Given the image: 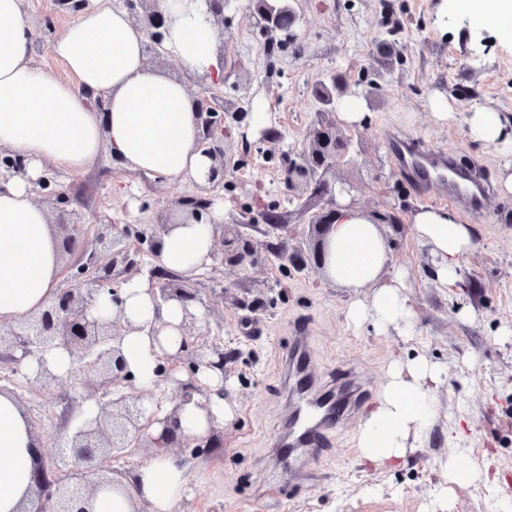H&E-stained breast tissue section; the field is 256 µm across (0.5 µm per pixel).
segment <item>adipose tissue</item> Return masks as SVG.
<instances>
[{
    "label": "adipose tissue",
    "instance_id": "adipose-tissue-1",
    "mask_svg": "<svg viewBox=\"0 0 512 512\" xmlns=\"http://www.w3.org/2000/svg\"><path fill=\"white\" fill-rule=\"evenodd\" d=\"M474 26L495 29L512 39V0H454ZM166 22L165 49L192 73L218 67L213 19L204 0H156ZM37 32L24 12V0H0V149L19 155L22 177L0 178V320L41 311L58 291L61 255L47 211L34 199L45 163L79 173L101 153L126 168L169 180L203 181L210 158L199 144L195 101L184 81L151 66L145 53V27L112 0H92L50 42L51 56L64 76L34 60ZM104 98L103 109L88 95ZM468 134L477 142L512 153V116L491 109L471 112ZM418 238L433 256V274L454 284L459 260L475 246L476 232L446 209H423L413 217ZM211 225L192 222L160 234L157 264L192 278L211 261ZM386 244L375 216L349 205L336 210L326 240L325 267L332 281L365 289L348 307L356 324L377 331L394 326L413 335L415 318L402 276L385 278ZM124 315L136 325L125 336L123 354L142 391L154 388L159 358L181 346L182 303L155 305L146 278L135 277L121 290ZM212 394L208 409L189 403L179 412L182 435L202 437L228 424L234 410L218 394V372H200ZM439 367L420 358L396 365L375 407L362 424L358 446L364 459L386 465L404 457L410 436L431 424ZM37 437L18 400L0 392V512H21L37 462ZM189 464L158 449L130 475L100 484L91 512H181L190 490Z\"/></svg>",
    "mask_w": 512,
    "mask_h": 512
}]
</instances>
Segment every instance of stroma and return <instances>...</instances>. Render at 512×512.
<instances>
[{
	"label": "stroma",
	"instance_id": "stroma-1",
	"mask_svg": "<svg viewBox=\"0 0 512 512\" xmlns=\"http://www.w3.org/2000/svg\"><path fill=\"white\" fill-rule=\"evenodd\" d=\"M247 0H224L222 82L187 75L177 59L160 55L153 67L185 80L192 95L248 102L270 119L261 130L233 129L224 139L227 171L210 190L224 210L223 224L240 226L262 262L243 272L215 265L194 280L222 316L225 351L234 355L229 398L235 417L222 445L180 454L191 464L192 496L182 512H512V194L502 193L505 156L469 138L466 119L478 108L512 114V41L474 27L446 0H296V38L267 45ZM39 32L35 60L56 75L63 68L47 46L70 20L54 0H24ZM396 53L385 56L382 43ZM335 76L367 104L356 124L339 122L311 94L320 79ZM448 100L452 114L437 119L432 96ZM332 121L349 142V161L328 172L350 184L346 202L380 216L388 250L387 273H404L413 335L379 334L353 325L347 309L360 293L331 281L320 265L301 271L276 258V217L299 237L316 243L313 216L327 200L303 194L289 201L282 178L290 157L304 148L310 129ZM400 134L421 148L452 151L457 164L477 172L490 192L477 216L465 197L450 204L477 229L476 248L460 260L457 285L430 273V249L415 233L413 214L423 209L389 145ZM46 174L82 197L77 212L95 235L106 224L130 234L157 232L182 213L194 183L151 177L100 154L77 174L47 167ZM304 337L307 370L317 388L344 396L364 395L349 408L325 452L304 455L292 473L281 469L274 446L285 433L294 400L276 374L280 356ZM423 356L443 372L436 416L410 437L404 459L392 468L367 463L358 448L359 429L394 364ZM0 387L18 398L55 454L52 437L65 407L81 405L69 380L46 383L15 373L0 351ZM498 471V485L448 484L449 460Z\"/></svg>",
	"mask_w": 512,
	"mask_h": 512
}]
</instances>
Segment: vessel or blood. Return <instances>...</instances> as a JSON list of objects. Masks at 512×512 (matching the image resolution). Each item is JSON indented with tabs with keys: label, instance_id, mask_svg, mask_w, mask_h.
I'll list each match as a JSON object with an SVG mask.
<instances>
[{
	"label": "vessel or blood",
	"instance_id": "b4317fda",
	"mask_svg": "<svg viewBox=\"0 0 512 512\" xmlns=\"http://www.w3.org/2000/svg\"><path fill=\"white\" fill-rule=\"evenodd\" d=\"M391 149L399 166L415 183L421 201H430V188L434 172L445 169L449 172L447 200L467 197L471 213H479L483 208L487 190L485 184L467 169L453 165L450 155L438 152L419 150L413 143L395 138L391 141ZM306 362V351L303 343H295L288 350L285 364L298 397H305L303 366ZM312 407L318 413L315 421L302 423L300 415H293L289 423L287 443L283 444L280 454L282 458L293 457L300 448H326L331 444L329 431L336 424V407L333 401L315 399Z\"/></svg>",
	"mask_w": 512,
	"mask_h": 512
}]
</instances>
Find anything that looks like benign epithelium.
<instances>
[{
    "instance_id": "1",
    "label": "benign epithelium",
    "mask_w": 512,
    "mask_h": 512,
    "mask_svg": "<svg viewBox=\"0 0 512 512\" xmlns=\"http://www.w3.org/2000/svg\"><path fill=\"white\" fill-rule=\"evenodd\" d=\"M135 21L145 25L149 42L147 53L155 57L163 52L165 39L164 22L155 13L156 0H121ZM248 10L257 16L260 28L268 40L274 43L278 34L293 31L296 14L291 6H275L270 0H249ZM336 77L330 83L323 81L315 85L314 97L323 105L334 100ZM195 112L200 129V144L213 165L207 181L211 185L224 180V147L222 141L229 127L244 128L249 112L233 103H217L213 96H200L195 99ZM347 142L336 134L334 125L320 124L313 127L307 144L297 159L288 162L284 183L288 195L299 196L305 189H311L317 196L335 197L349 193L345 186L335 189L325 179V175L344 162ZM0 171L16 176L25 173V164L14 154L0 153ZM182 205L191 211L194 220L200 222L209 216L210 203L207 199L190 196L182 200ZM336 222V207L320 214L313 227L318 236L325 237ZM64 233L65 248L73 253L80 250L78 260L82 261L83 279L70 288H61L54 300L41 312L25 317L17 322H0V346L11 351V361L23 367L34 361L38 365V376L55 380L57 375L45 367V354L52 349L63 350L69 359V380L88 389L90 396L97 398L99 415L91 422L73 426L66 435L54 437L59 454L67 460L70 468L66 477L58 475L56 468L39 464L34 471L30 486L29 507L23 512H89L86 504L92 498L97 484L113 480L121 471L110 466L109 462L125 457L129 449L141 442L151 448H216L214 435L206 439H185L177 434L179 408L193 400L194 396H207V387L197 380L201 368L225 372L232 355L224 351V344L218 336L212 337L199 352L189 350L198 330L201 318L187 310L181 325L182 343L176 356H165L158 360L156 367V389L149 397L161 403L166 398L162 385H172L175 393V406L164 419L169 435L165 439H155L150 427L156 421L155 414H147L143 405L144 395L132 396L134 376L128 370L121 349L123 337L135 330L133 324L122 312L112 313L102 308L103 296L110 302L121 303L120 291L123 282L116 280L114 271L117 264L129 275L148 276L150 293L155 302L170 300L193 302L204 309L206 316L212 315L208 301L200 296L190 281L172 277L159 282L161 269L147 267L141 255L148 252L157 255V240L154 238L137 240V246L114 250L118 238L112 235L116 225H107V230L97 233L94 248L87 249L84 225L78 222L60 223ZM220 232L215 240L212 259L225 265L247 272L261 263V257L245 234L236 229L219 225ZM276 257L289 262L295 269L307 266L304 255V242L300 240L288 244L283 241ZM188 371L185 379L176 377L180 369Z\"/></svg>"
}]
</instances>
